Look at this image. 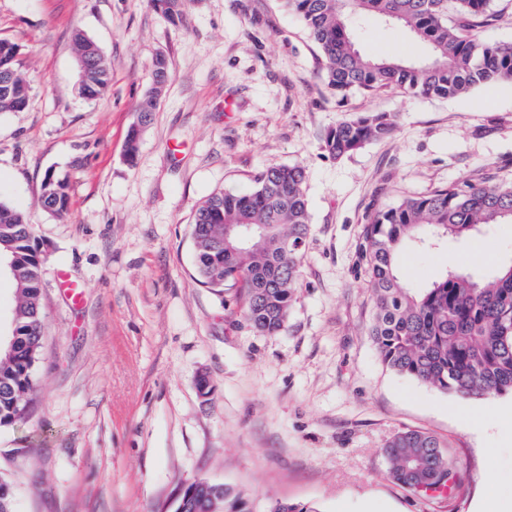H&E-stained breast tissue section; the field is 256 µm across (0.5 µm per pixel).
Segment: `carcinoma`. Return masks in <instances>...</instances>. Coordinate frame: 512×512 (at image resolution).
Returning <instances> with one entry per match:
<instances>
[{
    "mask_svg": "<svg viewBox=\"0 0 512 512\" xmlns=\"http://www.w3.org/2000/svg\"><path fill=\"white\" fill-rule=\"evenodd\" d=\"M317 44L323 80L341 98L399 87L413 99L453 98L498 81L512 82V44L487 43L475 32L500 19L494 0H281ZM171 23L180 21L184 0H149ZM455 21H448V14ZM372 15L403 28L425 44L424 59L381 60L357 46L354 19ZM81 93L94 99L110 83V68L96 43L74 38ZM19 46L0 39V112H17L29 86L17 68ZM165 88L151 90L140 116L156 110ZM396 115L361 112L331 128L323 149L341 158L388 138ZM307 172L301 164L271 167L244 192L222 191L204 200L192 224L198 280L220 292L241 288L251 327L275 335L286 328L295 300L300 260L310 234ZM67 184L46 173L42 208L56 215L69 209ZM260 230L243 236V225ZM512 224V180L488 174L440 185L420 196L404 195L377 210L363 226L359 258L374 302L371 336L382 362L394 372L460 397L512 394V262L476 277L451 264L424 288L405 286L396 255L413 244L431 248ZM45 253L21 211L0 201V261L10 264L15 291L11 352L0 353V427L22 423L34 390L42 347L40 270ZM385 456L394 481L414 492L436 491L455 482L454 466L434 436L416 430L396 434ZM196 512H243L238 499L214 493L217 483L197 478L182 483ZM0 512H14L10 481L0 476Z\"/></svg>",
    "mask_w": 512,
    "mask_h": 512,
    "instance_id": "carcinoma-1",
    "label": "carcinoma"
}]
</instances>
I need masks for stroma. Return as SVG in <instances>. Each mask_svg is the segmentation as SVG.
I'll return each instance as SVG.
<instances>
[{"mask_svg": "<svg viewBox=\"0 0 512 512\" xmlns=\"http://www.w3.org/2000/svg\"><path fill=\"white\" fill-rule=\"evenodd\" d=\"M78 33L110 66L96 100L79 91ZM1 38L18 44L30 92L23 110L0 114V201L46 250L36 388L26 421L0 429L15 512H175L177 485L196 478L240 493L248 512L279 500L308 512H475L486 488H512V394L462 399L386 368L357 261L376 208L461 178H512V83L338 102L280 0H186L175 25L148 0H0ZM359 45L382 58L425 53L372 16ZM160 55L169 82L131 157L127 132ZM366 111L395 114L388 138L338 160L322 150L329 128ZM293 163L307 171L311 235L286 328L263 335L239 289L199 283L191 225L213 193ZM49 171L69 183L62 216L39 203ZM452 255L488 274L512 260V224L402 248L398 271L422 288ZM407 430L441 441L460 475L451 493L391 478L384 450Z\"/></svg>", "mask_w": 512, "mask_h": 512, "instance_id": "stroma-1", "label": "stroma"}]
</instances>
